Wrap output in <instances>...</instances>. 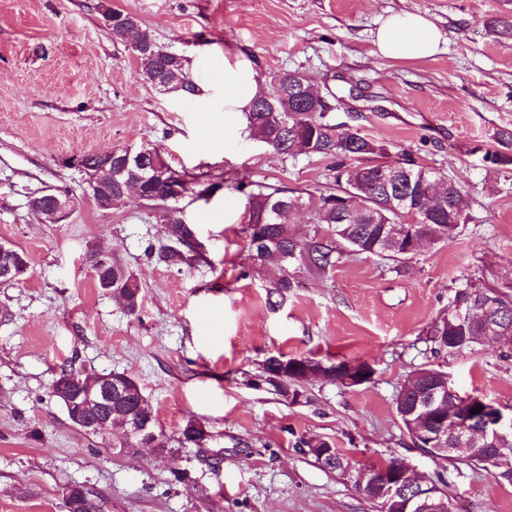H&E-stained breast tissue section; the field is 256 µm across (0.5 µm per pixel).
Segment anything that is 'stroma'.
Wrapping results in <instances>:
<instances>
[{"mask_svg":"<svg viewBox=\"0 0 512 512\" xmlns=\"http://www.w3.org/2000/svg\"><path fill=\"white\" fill-rule=\"evenodd\" d=\"M107 8L187 58L201 94L146 82L130 44L105 28ZM401 12L436 25L435 55L378 54V27ZM510 18L512 0H0V244L29 262L22 280L0 282V512H65L69 483L105 497L110 512H376L351 474L306 453L311 437L354 462L427 474L452 512H512V486L462 459L434 461L395 410L404 381L438 367L459 394L512 411V355L492 344L437 355L425 341L464 278L512 280V165L483 159L512 132V37L490 25ZM228 58L247 60L267 90L282 72L302 73L335 94V122L465 186L461 235L400 266L363 254L323 274L300 270L301 288L269 307L243 234L246 196L227 185L246 175L326 190L332 162L275 154L244 114L225 115ZM144 145L189 192L98 208L71 157ZM51 190L72 201L59 224L30 207ZM169 212L197 228L192 265L157 257ZM99 253L137 278L136 312L97 287ZM279 353L365 362L372 379L348 389L314 379L292 403L262 379ZM65 365L132 377L166 438L192 419L206 445L117 453L110 435L80 430L50 395Z\"/></svg>","mask_w":512,"mask_h":512,"instance_id":"stroma-1","label":"stroma"}]
</instances>
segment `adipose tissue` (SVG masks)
I'll list each match as a JSON object with an SVG mask.
<instances>
[{
  "label": "adipose tissue",
  "instance_id": "obj_1",
  "mask_svg": "<svg viewBox=\"0 0 512 512\" xmlns=\"http://www.w3.org/2000/svg\"><path fill=\"white\" fill-rule=\"evenodd\" d=\"M439 34L435 25L417 13L389 17L379 28L376 47L387 58L423 59L433 56L438 48ZM262 88L245 62L224 65V110L246 112Z\"/></svg>",
  "mask_w": 512,
  "mask_h": 512
}]
</instances>
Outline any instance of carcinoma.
<instances>
[{
	"label": "carcinoma",
	"mask_w": 512,
	"mask_h": 512,
	"mask_svg": "<svg viewBox=\"0 0 512 512\" xmlns=\"http://www.w3.org/2000/svg\"><path fill=\"white\" fill-rule=\"evenodd\" d=\"M121 29L133 31L132 40L136 41L134 53L140 68H155L159 78L156 88L165 93H181L191 96L196 90H187L180 82H193L188 61H174L163 54L150 32L137 21H129ZM270 98L273 107L266 112L251 110L245 113L250 133L265 142L270 149L280 155L292 154L295 147L303 153H312L334 160L333 170L336 189L327 194H313L309 191H294L272 188L261 183L236 181L233 189L244 192L247 204L251 206L252 223L245 225L243 232L248 242L252 268L257 271L274 269L275 274L267 281V303L271 306L283 303L288 294L301 286L296 270L305 267L309 270L324 272L340 263L345 256L356 254L374 255L383 259L402 262L415 257L406 253V239L423 235L433 243H447L460 233L471 206L470 192L453 179H446V189L441 194L429 192L430 186L441 174L415 164L410 157L391 160L378 164H365L371 156L386 157V148L375 140L369 139L358 130L338 129L332 123L328 112L314 109L315 103L328 97L318 91L313 83L297 71L281 73L271 92L255 97V100ZM499 147L487 149L484 159L493 165H511L512 133L503 132L498 139ZM394 165L405 169L409 177L401 181L402 189L419 198L418 212L421 222L406 225L405 239L389 241L382 237L383 215L396 220L403 216L389 208L390 198L384 188L377 184L376 173L382 167ZM359 191L363 204L357 207L352 222L340 223V211L336 208V196H348V190ZM142 197L149 202L170 201L167 185L161 181L147 182L141 187ZM311 206L310 213L314 223L323 224L336 233V240L300 239L293 228L299 210L297 205ZM167 238L172 245L161 254L160 260L173 266L188 263L189 251L193 250L191 237L195 225L183 224L178 220L167 221ZM14 269L17 277L22 278L29 268L27 257L19 250L9 247L0 249V280L6 279L9 269ZM99 288L110 290L124 300L130 313H135L141 304L140 286L137 279L117 262H111L102 274H95ZM463 302L461 309H453L446 316L433 323L428 341L433 352L455 355L470 350L480 343L483 335V323L489 318L502 321L507 332L512 335V283L500 287H491L480 281L468 280L458 288L453 303ZM298 361L313 372V378L334 384L338 376L336 367L347 365L345 360L332 361L315 357L300 356L286 358L279 356L275 367L283 373L280 379H272L263 374L264 381L276 392L297 390L301 373L288 371L291 363ZM444 372L435 368H421L414 372L404 383L395 398V409L406 429L414 447L427 451V434L436 436L447 432L448 415L460 419V425L477 431L483 424L484 413H471L469 408H461L458 398L448 396V405L442 409H432L427 415L406 418L401 405L413 404L423 397L424 384L437 379ZM97 375L84 373L72 368H64L53 380L50 390L54 391L62 383H88L96 380ZM121 380L126 390H134L112 400V430L118 436L112 442L114 448H163L167 443L164 434L158 430L157 418L151 402L143 394L139 383L123 374ZM150 424L147 435L125 434L124 426L140 427ZM207 441V432L203 426L192 420L178 432L177 443L182 448H201ZM473 448H495L499 460L496 473L492 477L502 483L512 485V432L493 441L477 437L472 441ZM339 464L332 469L342 473L352 469L357 473L381 471L384 464H351L341 452H336ZM71 495L81 500L80 512H104V500L83 492V488L71 490Z\"/></svg>",
	"instance_id": "1"
}]
</instances>
